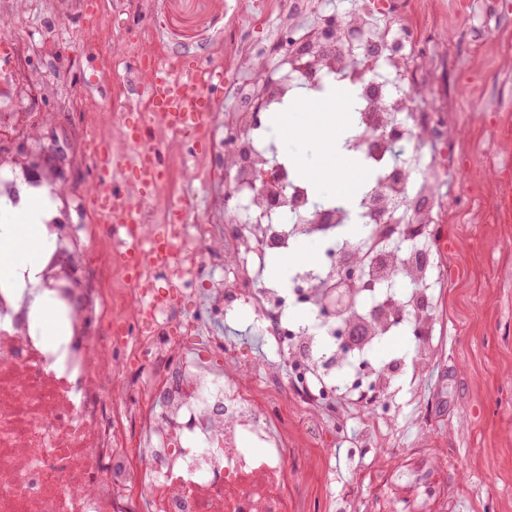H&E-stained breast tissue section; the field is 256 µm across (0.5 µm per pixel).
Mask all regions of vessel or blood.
I'll return each mask as SVG.
<instances>
[{
	"label": "vessel or blood",
	"mask_w": 512,
	"mask_h": 512,
	"mask_svg": "<svg viewBox=\"0 0 512 512\" xmlns=\"http://www.w3.org/2000/svg\"><path fill=\"white\" fill-rule=\"evenodd\" d=\"M153 67L162 76L144 88L148 111L140 115V123H149L154 113H161L172 142L189 143L195 149H202L203 117L209 109L211 95L224 85L223 72H210L203 80L197 65L177 75L162 72L161 62H154ZM96 164L99 178L92 194L99 202L98 219L103 224L111 223L112 209L125 196L128 183H148L157 177L156 157L152 154L120 163L107 153L98 157Z\"/></svg>",
	"instance_id": "vessel-or-blood-1"
}]
</instances>
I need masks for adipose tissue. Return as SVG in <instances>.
<instances>
[{"mask_svg": "<svg viewBox=\"0 0 512 512\" xmlns=\"http://www.w3.org/2000/svg\"><path fill=\"white\" fill-rule=\"evenodd\" d=\"M357 97L353 89L331 86L325 93L328 112L321 118H313L315 104L307 89L296 88L288 95L291 112H280L274 117L276 130L287 135L295 132L291 113L306 116L305 128L312 132L323 147L321 174H314L296 165L292 157H285L286 165L292 166L297 178L307 184L314 194L329 191L332 197L349 207H356L358 190L368 179L367 171L353 163L345 148L348 136L347 115ZM56 188H42L31 192L19 208L0 203V282L21 288L25 284H38L42 271L41 240L43 228L55 214Z\"/></svg>", "mask_w": 512, "mask_h": 512, "instance_id": "adipose-tissue-1", "label": "adipose tissue"}]
</instances>
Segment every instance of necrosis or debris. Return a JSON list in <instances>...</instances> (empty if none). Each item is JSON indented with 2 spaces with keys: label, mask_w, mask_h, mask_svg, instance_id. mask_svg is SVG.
Here are the masks:
<instances>
[{
  "label": "necrosis or debris",
  "mask_w": 512,
  "mask_h": 512,
  "mask_svg": "<svg viewBox=\"0 0 512 512\" xmlns=\"http://www.w3.org/2000/svg\"><path fill=\"white\" fill-rule=\"evenodd\" d=\"M414 17L407 11L393 29L341 17L358 50H295L281 69L287 91L309 72L319 84L357 89L347 148L372 177L356 210L339 202L322 214L305 184L277 167L259 113L228 112L223 127L205 121L203 152L166 165L162 210L134 187L111 223L45 225L38 289L0 286V512H329L335 493L324 462L309 454L296 465L293 451L310 446L311 427L340 421L341 394L372 393L355 448L384 460L393 372L376 351L413 335L406 374L417 379L447 325L434 303L448 285L446 207L413 201L462 165L448 151L456 129L447 113L417 104L437 48H420ZM377 42L385 51L371 53ZM373 82L379 94L368 93ZM419 131L439 141L423 170L407 157ZM191 162L235 200L207 201L181 223ZM275 186L286 203L273 210ZM354 220L365 229L356 240L341 233ZM307 238L322 242V253L294 267L287 285L265 284L268 257ZM371 245L377 276L333 314L342 264L360 262ZM37 293L45 310L33 305ZM199 296L206 308L191 338L170 336L186 300ZM298 309L308 321L294 318ZM47 312L61 336H42ZM244 314L265 335L266 365L213 328Z\"/></svg>",
  "instance_id": "obj_1"
}]
</instances>
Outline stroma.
<instances>
[{
    "label": "stroma",
    "instance_id": "obj_1",
    "mask_svg": "<svg viewBox=\"0 0 512 512\" xmlns=\"http://www.w3.org/2000/svg\"><path fill=\"white\" fill-rule=\"evenodd\" d=\"M0 0V22L12 40L29 42L14 78L28 114L18 144L0 157L20 169V157L48 146L66 156L56 203L68 224H92L98 205L90 194L91 165L100 141L90 126L103 109L130 120L125 100L137 97L136 50L151 36L175 70L214 59L233 43L251 0ZM269 20L249 37L271 41L283 21L309 31L328 12L369 17L385 24L403 0H307L304 15L289 17L290 0H275ZM422 22L442 46L434 66L446 71L457 126L456 150L465 158L438 192L448 209V263L453 280L447 311L446 360L400 391L392 435L403 449L399 482L377 478L375 461L328 442L325 463L336 492L335 512H345L358 480L372 488L379 512H415L425 487L446 482L455 498L449 512H512V227L502 224L497 180L512 171V8L502 0H418ZM109 28L108 40H94ZM110 73H103L104 58Z\"/></svg>",
    "mask_w": 512,
    "mask_h": 512
}]
</instances>
